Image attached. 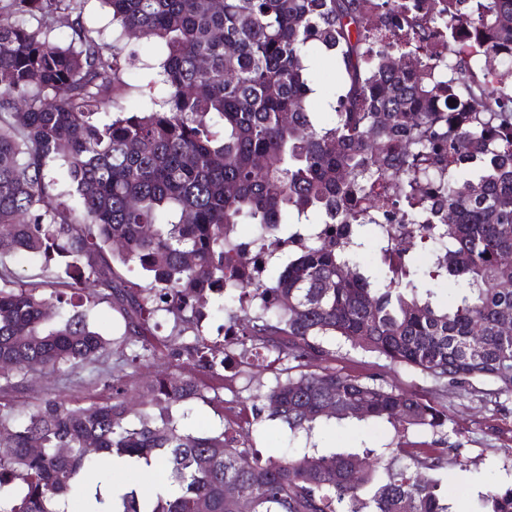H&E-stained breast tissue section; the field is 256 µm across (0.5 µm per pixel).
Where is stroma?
<instances>
[{
    "instance_id": "1",
    "label": "stroma",
    "mask_w": 512,
    "mask_h": 512,
    "mask_svg": "<svg viewBox=\"0 0 512 512\" xmlns=\"http://www.w3.org/2000/svg\"><path fill=\"white\" fill-rule=\"evenodd\" d=\"M9 266L22 280L43 282L46 291L61 293L66 299L72 294L65 285L67 277L56 261L18 253L11 257ZM90 321L108 341L106 351L96 361L74 369L18 376L11 388L0 379V395L12 401L16 412H30L48 395L71 404L108 394L116 378L140 385L150 381L159 370L186 372V365L166 348L153 355L135 357L133 348L123 343L124 322L107 300H100L92 307ZM327 349L325 367L365 380L383 379L397 389L418 393L447 410L451 423L442 445L450 453L441 476L452 512H465L468 499L482 491L487 482L512 483V412L497 408L491 385L477 384L475 392L468 394L337 341L329 342ZM226 352L224 388L218 398L195 401L185 408L186 422L196 430L216 431L233 425L248 437L251 448L262 457L296 454L311 444L328 451L359 452L399 445L425 448L434 440L425 430L411 429L400 437L385 422L335 419L319 424L308 438L291 434L286 426L268 418H252L244 412V405L285 378L289 362L275 360L270 353L257 358L237 342L229 343Z\"/></svg>"
}]
</instances>
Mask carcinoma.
Instances as JSON below:
<instances>
[{"instance_id":"1","label":"carcinoma","mask_w":512,"mask_h":512,"mask_svg":"<svg viewBox=\"0 0 512 512\" xmlns=\"http://www.w3.org/2000/svg\"><path fill=\"white\" fill-rule=\"evenodd\" d=\"M104 2L110 45L87 28L83 0H0L1 367H77L107 347L87 314L65 316L62 298L17 280L13 255L64 258L69 288L91 285L93 304L106 296L127 341L149 351L156 314L173 318L175 346L211 296L243 280L235 232L255 224L288 254L276 277L250 284L247 305L226 299L222 311L235 335L296 372L253 415L308 436L331 418L445 433L434 402L320 366L331 338L512 400V0H444L431 20L413 0ZM130 31L160 54L135 112L115 102L136 66L121 45ZM312 45L340 77L330 121L310 109ZM109 104L112 120H99ZM422 181L448 223H420ZM393 215L419 233L425 276L460 281L455 295L438 300L381 235ZM366 251L386 267L377 282ZM123 267L148 283L128 284ZM183 351L190 374L134 389L114 379L110 397L49 396L23 417L0 401V512H449L446 448L395 467L313 447L241 469L252 451L232 428L196 434L174 414L224 385L223 351L198 332ZM102 454L160 464L163 482L105 509L84 480ZM466 512H512V484L479 492Z\"/></svg>"}]
</instances>
